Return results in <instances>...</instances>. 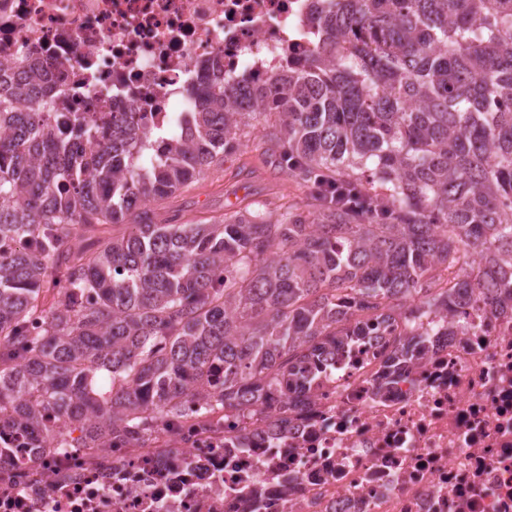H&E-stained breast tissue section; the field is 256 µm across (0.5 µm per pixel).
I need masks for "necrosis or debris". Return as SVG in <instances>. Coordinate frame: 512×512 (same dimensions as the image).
Segmentation results:
<instances>
[{
    "label": "necrosis or debris",
    "instance_id": "obj_1",
    "mask_svg": "<svg viewBox=\"0 0 512 512\" xmlns=\"http://www.w3.org/2000/svg\"><path fill=\"white\" fill-rule=\"evenodd\" d=\"M313 2L0 0V62L9 82L52 62L56 112L86 95L103 143L113 114L153 128L187 111L205 59L239 78L303 58ZM448 325L384 397L395 337L331 360L284 431L275 406L206 418L191 403L143 443L5 449L0 512H512V313L474 295Z\"/></svg>",
    "mask_w": 512,
    "mask_h": 512
}]
</instances>
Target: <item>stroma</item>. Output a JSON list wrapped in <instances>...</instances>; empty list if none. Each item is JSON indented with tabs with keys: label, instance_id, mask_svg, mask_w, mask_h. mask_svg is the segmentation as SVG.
<instances>
[{
	"label": "stroma",
	"instance_id": "obj_1",
	"mask_svg": "<svg viewBox=\"0 0 512 512\" xmlns=\"http://www.w3.org/2000/svg\"><path fill=\"white\" fill-rule=\"evenodd\" d=\"M275 124V116L260 118L256 129L246 130L238 149L225 158L223 170L207 171L181 194L155 203L159 218L174 216L182 222L208 224L254 200L276 204L284 198L297 207H305L307 185L264 162L268 147L264 134Z\"/></svg>",
	"mask_w": 512,
	"mask_h": 512
}]
</instances>
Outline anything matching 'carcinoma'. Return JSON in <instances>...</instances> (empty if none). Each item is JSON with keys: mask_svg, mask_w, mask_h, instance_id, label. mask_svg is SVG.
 <instances>
[{"mask_svg": "<svg viewBox=\"0 0 512 512\" xmlns=\"http://www.w3.org/2000/svg\"><path fill=\"white\" fill-rule=\"evenodd\" d=\"M321 43L267 78L211 83L163 136L121 119L99 144L51 114L48 66L0 88V449L110 448L194 402L290 406L327 357L394 335L390 382L448 304L512 292V0H332ZM23 99L28 110L17 112ZM274 169L311 210L157 221L267 113ZM131 219L96 250L73 230ZM492 256L456 289L434 275Z\"/></svg>", "mask_w": 512, "mask_h": 512, "instance_id": "1", "label": "carcinoma"}]
</instances>
